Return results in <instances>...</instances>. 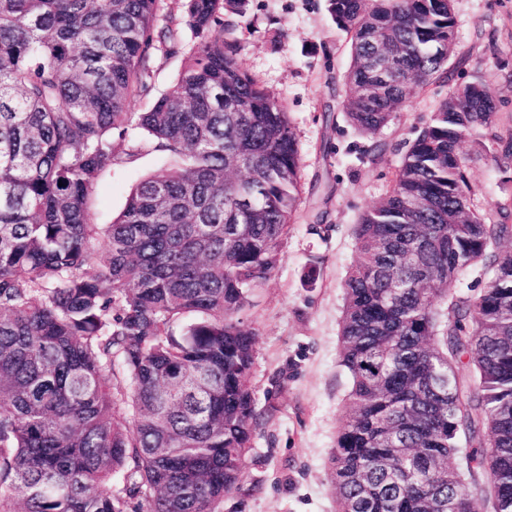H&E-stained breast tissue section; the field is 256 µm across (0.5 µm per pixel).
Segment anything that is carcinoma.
Masks as SVG:
<instances>
[{
	"label": "carcinoma",
	"instance_id": "carcinoma-1",
	"mask_svg": "<svg viewBox=\"0 0 512 512\" xmlns=\"http://www.w3.org/2000/svg\"><path fill=\"white\" fill-rule=\"evenodd\" d=\"M158 3L0 0V512H221L250 450L255 338L236 314L276 266L301 155L234 54L235 0H186L161 28ZM328 10L362 134L448 77L452 0ZM186 31L174 85L130 111L156 44ZM495 109L480 81L448 94L355 226L336 512H512V251L496 249L512 224L471 209L459 152ZM134 129L177 167L95 224L89 198ZM478 264L477 301L448 298Z\"/></svg>",
	"mask_w": 512,
	"mask_h": 512
}]
</instances>
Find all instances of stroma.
Listing matches in <instances>:
<instances>
[{"instance_id":"obj_1","label":"stroma","mask_w":512,"mask_h":512,"mask_svg":"<svg viewBox=\"0 0 512 512\" xmlns=\"http://www.w3.org/2000/svg\"><path fill=\"white\" fill-rule=\"evenodd\" d=\"M462 65L416 92L371 139L345 120L348 36L327 0H241L234 50L241 67L285 107L301 154V201L277 265L238 315L255 334L248 385L258 415L236 490L222 512H336L331 458L351 380L339 363L343 282L359 259L354 228L392 185L401 160L440 102L473 81L496 94L495 123L463 141L470 204L490 222L512 211V0H453ZM187 44L158 48L135 112L171 87ZM382 153L369 154L372 141ZM142 148L115 161L92 194L94 223L108 224L141 179L171 168Z\"/></svg>"}]
</instances>
